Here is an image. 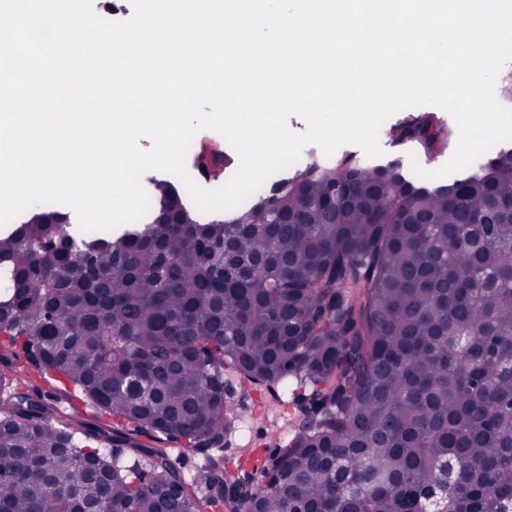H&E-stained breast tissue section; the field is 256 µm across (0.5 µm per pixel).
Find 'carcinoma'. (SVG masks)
I'll return each instance as SVG.
<instances>
[{"instance_id": "cac0c4a2", "label": "carcinoma", "mask_w": 512, "mask_h": 512, "mask_svg": "<svg viewBox=\"0 0 512 512\" xmlns=\"http://www.w3.org/2000/svg\"><path fill=\"white\" fill-rule=\"evenodd\" d=\"M154 189L117 237L57 209L0 237V512H512V149L441 185L325 160L207 223ZM231 375L295 384L249 490L177 457L224 449Z\"/></svg>"}]
</instances>
